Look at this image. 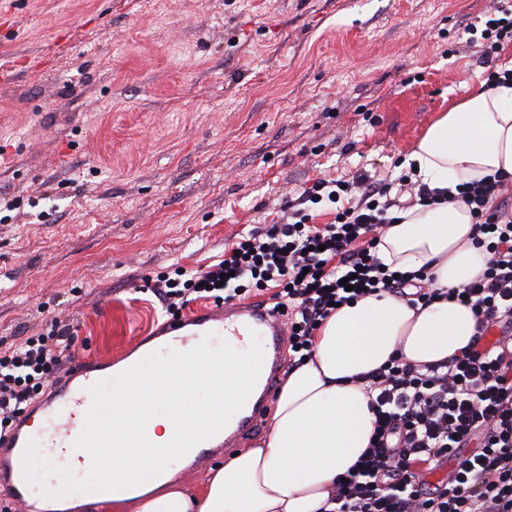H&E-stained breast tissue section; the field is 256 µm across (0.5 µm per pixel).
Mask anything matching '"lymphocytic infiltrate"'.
Wrapping results in <instances>:
<instances>
[{
    "instance_id": "f902f5d3",
    "label": "lymphocytic infiltrate",
    "mask_w": 512,
    "mask_h": 512,
    "mask_svg": "<svg viewBox=\"0 0 512 512\" xmlns=\"http://www.w3.org/2000/svg\"><path fill=\"white\" fill-rule=\"evenodd\" d=\"M469 34L492 63L499 42L512 39V0H501ZM505 182L502 175L485 178L447 196L469 207L476 243L490 255L479 276L448 292L475 312L470 347L422 366L396 356L361 377L372 395L373 442L337 482L331 512H512V211L489 206ZM390 191L363 174L316 181L304 189V204L337 205L333 223H309L303 207L296 209L290 221L240 236L217 264L157 275L152 291L171 316L196 298L221 306L272 291L288 320L290 364L307 360L337 306L407 286L414 304L441 296L428 271L398 274L377 254L381 226L396 205ZM492 328L498 336L490 344ZM72 340L70 326L57 323L47 335L0 350V434L64 369ZM446 464L447 479L428 484L427 474Z\"/></svg>"
}]
</instances>
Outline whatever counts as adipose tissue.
Returning a JSON list of instances; mask_svg holds the SVG:
<instances>
[{
	"label": "adipose tissue",
	"instance_id": "1",
	"mask_svg": "<svg viewBox=\"0 0 512 512\" xmlns=\"http://www.w3.org/2000/svg\"><path fill=\"white\" fill-rule=\"evenodd\" d=\"M408 164L416 180L444 192L456 185L512 176V82L481 81L466 98L431 122ZM475 226L463 202L414 205L395 213L380 234L378 256L404 270L427 268L438 288H454L480 274L489 255L473 243ZM475 330L470 306L440 299L428 306L379 292L335 310L315 337L306 362L290 369L277 395L270 431L255 447L213 467L201 491L189 495L158 455L187 439L192 422L177 421L160 405L146 419L125 395L112 396V422L124 439L106 450L112 459L104 490L62 501L104 512H321L338 475L366 450L374 415L357 379L399 355L424 365L466 347ZM252 348L207 353L224 374L209 389L206 411L229 413L256 388ZM145 431L147 446L127 443Z\"/></svg>",
	"mask_w": 512,
	"mask_h": 512
}]
</instances>
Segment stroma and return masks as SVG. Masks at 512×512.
Segmentation results:
<instances>
[{
  "label": "stroma",
  "mask_w": 512,
  "mask_h": 512,
  "mask_svg": "<svg viewBox=\"0 0 512 512\" xmlns=\"http://www.w3.org/2000/svg\"><path fill=\"white\" fill-rule=\"evenodd\" d=\"M492 0H0V347L88 365L161 332L146 278L224 257L315 181L396 180L487 70Z\"/></svg>",
  "instance_id": "1"
}]
</instances>
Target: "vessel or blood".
I'll return each mask as SVG.
<instances>
[{"label": "vessel or blood", "instance_id": "b4317fda", "mask_svg": "<svg viewBox=\"0 0 512 512\" xmlns=\"http://www.w3.org/2000/svg\"><path fill=\"white\" fill-rule=\"evenodd\" d=\"M197 323V329L190 330L185 322H169L163 344L181 348V355L165 359L151 348L136 364L117 374L104 376L83 369L82 359L74 358L68 386L43 400L41 415L51 421L50 440L59 445L62 456L79 471L81 484L72 486L67 474H60L50 489L53 496L69 497L74 490L85 493L100 486L97 473L86 470L85 464L90 459L101 458L113 435L111 417L88 410L95 392L108 384L129 393L144 387L172 398L190 387L210 386L215 382L216 372L195 349L201 340L218 336H247L258 340L256 363L260 385L236 414L202 415L196 423L194 440L184 442L181 452L189 453L195 447L206 451L229 449L244 434L257 428L269 408L270 393L285 364L288 332L283 319L270 306L253 303L206 309ZM38 444L37 436L25 420L15 423L4 442L6 457L0 461V495L15 501L23 512H36L30 495L28 460Z\"/></svg>", "mask_w": 512, "mask_h": 512}]
</instances>
